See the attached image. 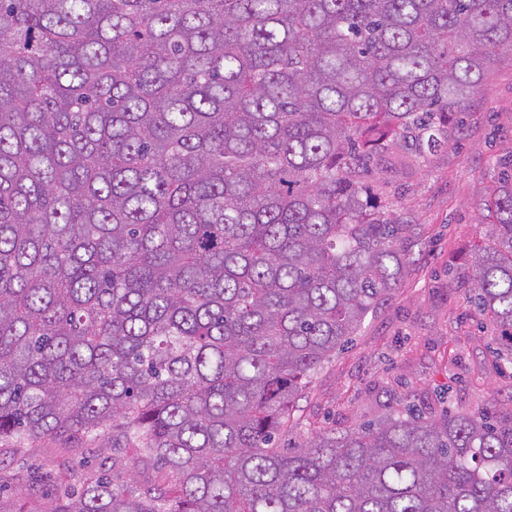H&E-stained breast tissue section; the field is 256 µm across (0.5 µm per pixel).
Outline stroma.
<instances>
[{
    "label": "stroma",
    "mask_w": 512,
    "mask_h": 512,
    "mask_svg": "<svg viewBox=\"0 0 512 512\" xmlns=\"http://www.w3.org/2000/svg\"><path fill=\"white\" fill-rule=\"evenodd\" d=\"M446 134L447 146L410 161L392 148L383 170L365 178L411 224V262L351 342L312 377L298 413L313 429L345 432L408 405L437 416L490 398L512 402V368L491 356L496 330L472 317L469 280L477 250L490 243L492 220L479 203L498 183L497 158L512 152L511 55L491 66ZM106 454L91 444L75 456L56 440L19 453L0 442V469L39 467L65 480L80 467L98 468Z\"/></svg>",
    "instance_id": "1"
}]
</instances>
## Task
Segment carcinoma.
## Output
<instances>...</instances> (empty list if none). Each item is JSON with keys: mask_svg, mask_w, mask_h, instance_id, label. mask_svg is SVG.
<instances>
[{"mask_svg": "<svg viewBox=\"0 0 512 512\" xmlns=\"http://www.w3.org/2000/svg\"><path fill=\"white\" fill-rule=\"evenodd\" d=\"M512 0H0V440L110 449L0 512H512V404L279 448L398 285L363 194L442 145ZM473 262L512 365V154Z\"/></svg>", "mask_w": 512, "mask_h": 512, "instance_id": "obj_1", "label": "carcinoma"}]
</instances>
